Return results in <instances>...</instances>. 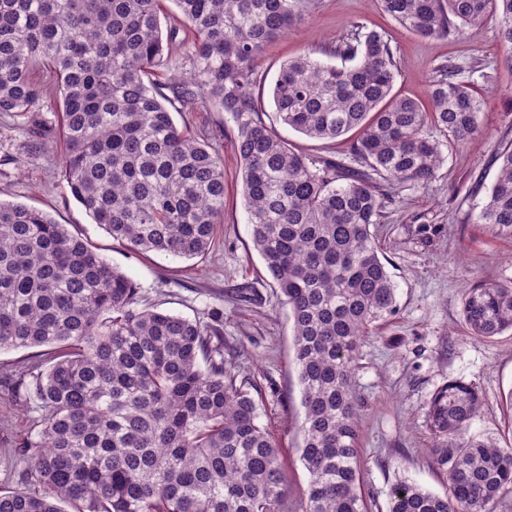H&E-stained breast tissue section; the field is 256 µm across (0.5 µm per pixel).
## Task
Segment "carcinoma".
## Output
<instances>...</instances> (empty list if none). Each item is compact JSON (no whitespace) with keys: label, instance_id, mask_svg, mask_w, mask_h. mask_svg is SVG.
<instances>
[{"label":"carcinoma","instance_id":"1","mask_svg":"<svg viewBox=\"0 0 512 512\" xmlns=\"http://www.w3.org/2000/svg\"><path fill=\"white\" fill-rule=\"evenodd\" d=\"M0 0V113L40 109L53 88L62 173L71 195L113 240L147 254L193 259L224 218V161L172 112L210 103L235 123L252 244L293 320L304 418L303 512H366L358 493L359 345L395 315L396 286L371 227L395 182H425L456 142L481 131L482 101L449 63L437 68L431 110L393 93L394 54L371 31L333 53L284 63L273 88L281 122L318 140L358 133L363 170L292 149L263 120L255 62L303 19L310 0ZM426 38L495 20L512 49V0H381ZM189 69L168 71L171 46ZM474 224L512 228V148ZM470 334L512 330V283L465 290ZM48 346L27 371L39 412L14 449L19 490L0 512H287L281 454L259 423L250 378L224 361L221 317L188 319L141 304L140 288L49 214L0 201V351ZM482 396L448 381L433 393L429 453L448 493L401 481L388 512H494L512 492V447L470 433Z\"/></svg>","mask_w":512,"mask_h":512}]
</instances>
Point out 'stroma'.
<instances>
[{"mask_svg": "<svg viewBox=\"0 0 512 512\" xmlns=\"http://www.w3.org/2000/svg\"><path fill=\"white\" fill-rule=\"evenodd\" d=\"M288 38L272 42L256 64L265 122L310 158L355 167L356 133L337 141L308 138L278 123L272 88L281 65L299 54L338 64L329 45L376 30L394 54L397 94L430 102L439 65L459 67L483 100L482 133L473 144L449 142L437 174L424 184H398L376 229L386 267L397 288L398 311L363 338L353 380L361 405L360 483L367 512H386L393 486L406 479L443 494L447 477L432 461L426 411L434 391L451 380L476 386L483 407L473 433L512 446V331L490 338L470 335L460 310L464 288L475 282L512 281V233L465 223L496 172V153L512 146V50L499 41L494 21L450 36L423 38L385 14L379 0H311ZM224 158V220L207 254L194 259L141 254L114 241L72 197L61 177L51 107L25 116L0 114V200L48 213L68 232L133 280L145 303L185 317L224 315V343L237 351L234 365L249 374L261 404L260 422L274 437L288 484V506L301 512L309 475L299 460L303 436L301 387L289 310L254 250L241 195L240 161L232 145L234 123L207 107L175 115ZM44 358L43 348L0 352V487L20 488V460L10 449L30 434L37 418L15 393L21 372Z\"/></svg>", "mask_w": 512, "mask_h": 512, "instance_id": "1", "label": "stroma"}]
</instances>
